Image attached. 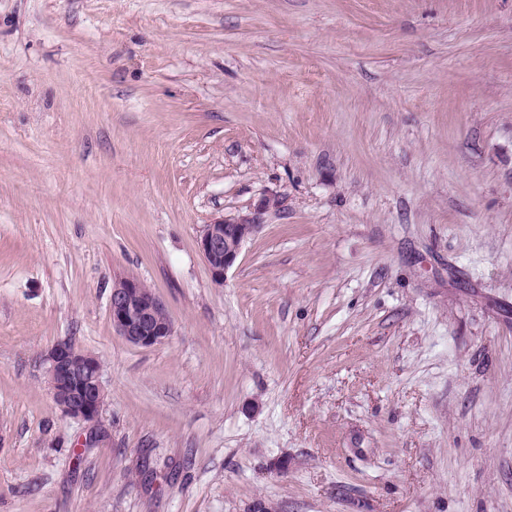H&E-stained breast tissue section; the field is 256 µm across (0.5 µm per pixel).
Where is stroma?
Masks as SVG:
<instances>
[{
    "label": "stroma",
    "mask_w": 512,
    "mask_h": 512,
    "mask_svg": "<svg viewBox=\"0 0 512 512\" xmlns=\"http://www.w3.org/2000/svg\"><path fill=\"white\" fill-rule=\"evenodd\" d=\"M259 505L512 512V0H0V512ZM277 202L276 198L265 196L249 215L219 218L204 226L198 247L216 284L224 282V275L236 263L243 243L261 227L263 215ZM109 306L112 326L133 345L156 346L174 333L162 300L136 278L124 277L114 282ZM45 362L46 382L61 412L74 420L96 421L106 398L100 359L63 342L47 352Z\"/></svg>",
    "instance_id": "1"
}]
</instances>
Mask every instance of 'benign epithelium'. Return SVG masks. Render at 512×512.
<instances>
[{
	"instance_id": "obj_1",
	"label": "benign epithelium",
	"mask_w": 512,
	"mask_h": 512,
	"mask_svg": "<svg viewBox=\"0 0 512 512\" xmlns=\"http://www.w3.org/2000/svg\"><path fill=\"white\" fill-rule=\"evenodd\" d=\"M276 205V198L265 196L246 216L219 218L204 226L198 247L215 283L224 282L243 243L261 227L263 215ZM109 306L112 326L133 345L156 346L174 333L162 300L136 278L124 277L114 282ZM45 362L46 382L61 412L74 420L96 421L106 398L100 359L63 342L47 352Z\"/></svg>"
}]
</instances>
